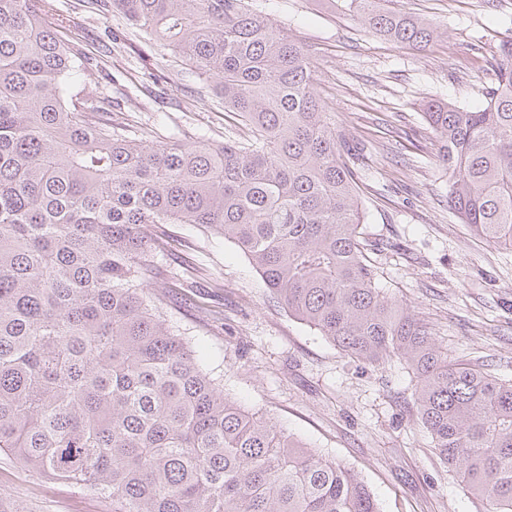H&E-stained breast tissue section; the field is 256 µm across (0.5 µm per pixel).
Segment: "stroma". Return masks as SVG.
<instances>
[{"mask_svg":"<svg viewBox=\"0 0 512 512\" xmlns=\"http://www.w3.org/2000/svg\"><path fill=\"white\" fill-rule=\"evenodd\" d=\"M297 36L318 74L317 92L353 157L368 252L380 285L429 327L449 358L512 379V249L486 244L448 202L439 144L423 118L435 99L483 104L512 0H390L432 21L415 48L369 36L338 0H252ZM62 35L98 61L71 81L89 97L119 102L112 123L144 125L157 139L244 128L216 88L170 50L135 38L124 20L90 0H54ZM172 246L141 283L207 359L224 392L287 433L351 468L380 512H484L437 455L418 420L404 362L373 365L344 355L289 314L234 244L213 229L170 224ZM84 487L23 470L0 455V512H102Z\"/></svg>","mask_w":512,"mask_h":512,"instance_id":"stroma-1","label":"stroma"}]
</instances>
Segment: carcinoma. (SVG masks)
I'll list each match as a JSON object with an SVG mask.
<instances>
[{"label": "carcinoma", "instance_id": "obj_1", "mask_svg": "<svg viewBox=\"0 0 512 512\" xmlns=\"http://www.w3.org/2000/svg\"><path fill=\"white\" fill-rule=\"evenodd\" d=\"M350 0L408 45L434 25ZM216 80L246 133L155 140L99 118L53 0H0V454L112 512H380L366 484L224 393L139 287L150 224L210 227L345 355L415 375L419 420L485 512H512V381L448 359L378 285L364 212L298 38L246 0H99ZM478 107L429 101L448 199L512 249V39Z\"/></svg>", "mask_w": 512, "mask_h": 512}]
</instances>
